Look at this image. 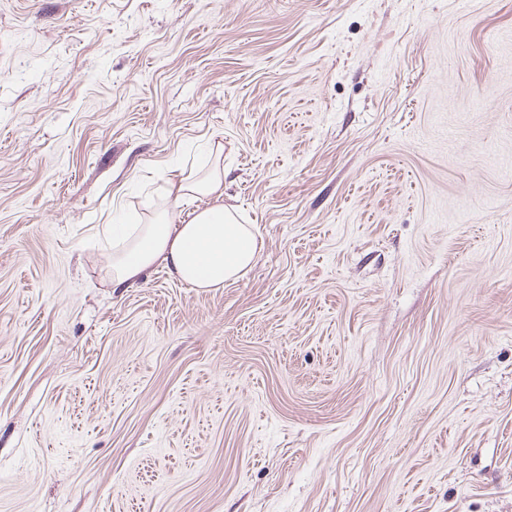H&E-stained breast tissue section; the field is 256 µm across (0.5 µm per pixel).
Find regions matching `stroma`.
Instances as JSON below:
<instances>
[{"mask_svg": "<svg viewBox=\"0 0 512 512\" xmlns=\"http://www.w3.org/2000/svg\"><path fill=\"white\" fill-rule=\"evenodd\" d=\"M0 512H512V0H0ZM211 155L214 164L207 171L189 170L169 182L167 208L155 211L144 224H136L133 235L116 244L113 239L112 261L101 270L112 287L140 281L160 265L194 288H220L251 265L257 253L255 235L248 225L238 224L234 209L218 203L224 198L221 141L212 143ZM199 197L212 198L215 204L195 208L186 218L177 217L176 209Z\"/></svg>", "mask_w": 512, "mask_h": 512, "instance_id": "35a3bbf8", "label": "stroma"}]
</instances>
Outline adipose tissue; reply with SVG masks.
<instances>
[{"label": "adipose tissue", "mask_w": 512, "mask_h": 512, "mask_svg": "<svg viewBox=\"0 0 512 512\" xmlns=\"http://www.w3.org/2000/svg\"><path fill=\"white\" fill-rule=\"evenodd\" d=\"M214 163L203 172L188 171L167 188V208L151 214L136 225L133 235L118 239L112 260L102 277L115 287L133 284L155 266L199 289L223 287L238 278L253 262L257 241L248 225L238 223L234 209L224 207V145H211ZM201 197L212 206L194 208ZM190 206L186 218H179L180 206Z\"/></svg>", "instance_id": "adipose-tissue-1"}]
</instances>
